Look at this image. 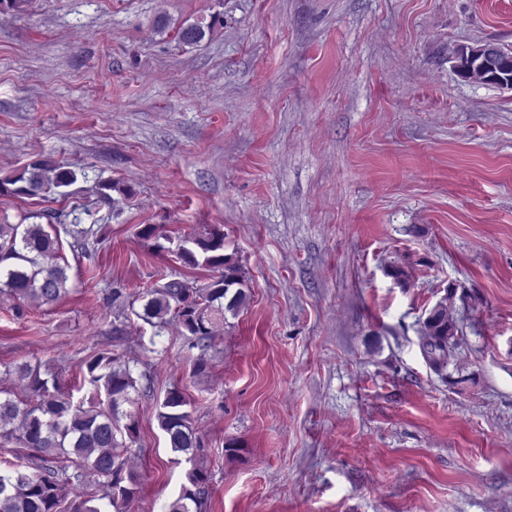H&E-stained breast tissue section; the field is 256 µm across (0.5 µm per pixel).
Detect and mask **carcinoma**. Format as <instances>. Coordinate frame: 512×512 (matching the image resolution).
I'll list each match as a JSON object with an SVG mask.
<instances>
[{"instance_id":"cac0c4a2","label":"carcinoma","mask_w":512,"mask_h":512,"mask_svg":"<svg viewBox=\"0 0 512 512\" xmlns=\"http://www.w3.org/2000/svg\"><path fill=\"white\" fill-rule=\"evenodd\" d=\"M216 22L197 21L181 25L176 39L193 45L213 33ZM77 180V173L46 160L32 162L17 175L0 179V196L37 197L52 187H66ZM59 239L42 224H0V291L51 305L68 293L66 267L58 262ZM185 265L220 269V274L203 288L171 280L159 288L139 294L143 301L140 318L163 328L174 321L183 335L200 341L213 336L215 324L226 314L237 315L249 299L245 273L232 256L224 254V233H189L177 252ZM457 287L450 286L445 297L429 310L423 320L422 348L429 364L441 370L463 337L462 328L448 314ZM25 382L27 399L0 397V437L15 439L36 461L52 460L53 468L36 467L30 472L21 464L0 469V512H104L92 499L67 500L64 485L69 465L87 469L102 479L103 494L113 512L139 493L136 474L127 470V461L118 452L121 438L137 433L134 414L122 410L133 404L131 392L137 380L130 366L118 353L101 351L86 361L87 382L94 392L89 402H74L62 375L41 378V364L27 362L5 366ZM189 405L182 389L173 387L159 402L157 420L171 451L195 460L200 441L192 423ZM208 472L196 466L188 473V484L181 487L169 512H190L198 504Z\"/></svg>"}]
</instances>
